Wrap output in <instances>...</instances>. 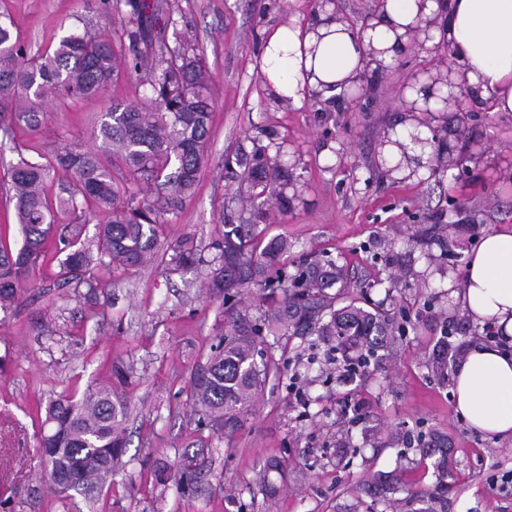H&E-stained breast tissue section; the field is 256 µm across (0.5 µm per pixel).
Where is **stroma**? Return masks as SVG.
<instances>
[{"instance_id": "obj_1", "label": "stroma", "mask_w": 512, "mask_h": 512, "mask_svg": "<svg viewBox=\"0 0 512 512\" xmlns=\"http://www.w3.org/2000/svg\"><path fill=\"white\" fill-rule=\"evenodd\" d=\"M177 28H189L211 75L213 108L206 160L192 198L165 225L166 249L190 236L207 247L223 218L238 222L236 182L227 155L253 142L280 151L299 177L288 216H274L270 234L297 244L298 252L327 253L347 264L368 287V303L405 306L414 323L390 355L348 381L342 366L324 365L296 376L309 354L292 336L271 348L280 368L270 377L241 429L224 438L189 425L190 373L205 363L224 336V307L203 283L206 268L168 274L159 264L115 270L104 278L110 305L91 308L59 285L57 263L36 271L39 283L20 305L0 312V501L9 512H512V439L470 429L455 413L451 381L431 372L444 325L449 367L487 326L473 322L448 296L449 278H462L468 252L485 230L512 226V112H490L449 135L451 147L479 153L459 178L417 172L398 180L377 165L381 136L401 115L387 105L408 80L397 67L375 85L372 111H318L268 98L258 56L265 33L312 16V0H171ZM101 0H0V18L11 23L34 60L84 20H97ZM148 86L119 71L105 90L54 100L41 126L14 123L0 132V186L18 158L43 162L65 143L98 146L103 115L116 104H141ZM424 227L448 242L424 258L414 233ZM411 268L406 286L387 277L393 265ZM52 320L59 336L38 335L37 320ZM129 369L124 390L131 401L125 424L124 465L95 503L70 504L45 475L39 448L49 398L82 396L88 387L113 383V366ZM353 446L340 448L339 427ZM448 443V471L412 448L417 435ZM207 449L210 469L193 488L153 486L156 461L179 462L184 451ZM284 461L271 474L274 498L255 482L268 460ZM389 475L401 487L393 505L365 487Z\"/></svg>"}]
</instances>
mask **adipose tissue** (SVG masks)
I'll use <instances>...</instances> for the list:
<instances>
[{
    "instance_id": "adipose-tissue-1",
    "label": "adipose tissue",
    "mask_w": 512,
    "mask_h": 512,
    "mask_svg": "<svg viewBox=\"0 0 512 512\" xmlns=\"http://www.w3.org/2000/svg\"><path fill=\"white\" fill-rule=\"evenodd\" d=\"M416 13L417 0H387L384 21L371 32L375 45L393 46L394 26L411 23ZM448 39L494 111L512 112V0H452ZM358 63L355 37L321 15L269 30L260 72L270 98L299 105L306 89L342 80ZM453 295L472 321L504 333L465 347L452 376L455 410L480 433L512 438V227L484 232Z\"/></svg>"
}]
</instances>
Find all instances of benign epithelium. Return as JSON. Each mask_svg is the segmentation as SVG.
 Masks as SVG:
<instances>
[{"instance_id": "benign-epithelium-1", "label": "benign epithelium", "mask_w": 512, "mask_h": 512, "mask_svg": "<svg viewBox=\"0 0 512 512\" xmlns=\"http://www.w3.org/2000/svg\"><path fill=\"white\" fill-rule=\"evenodd\" d=\"M436 8L429 9V4ZM341 0H314L315 12L329 13L328 19L348 25L356 35L361 53V68L348 78L324 85V91H336L329 99L323 91H313L308 101L323 106L336 104L346 112L369 111L372 78L393 66H401L411 59H423L399 91L397 111L416 121L414 129L402 134L392 125L384 131L381 148L394 147L399 160L388 172L403 174L411 167L427 168L432 174L451 170L464 171L471 156L454 153L448 148V125L462 130L476 111L480 89L470 84L466 74L456 63L447 38L450 0H418L414 21L405 27L404 47H394L395 54L386 57L388 50L364 43L369 29L383 22L385 0H372L370 8L355 22L346 16Z\"/></svg>"}]
</instances>
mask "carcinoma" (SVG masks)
<instances>
[{
	"instance_id": "carcinoma-1",
	"label": "carcinoma",
	"mask_w": 512,
	"mask_h": 512,
	"mask_svg": "<svg viewBox=\"0 0 512 512\" xmlns=\"http://www.w3.org/2000/svg\"><path fill=\"white\" fill-rule=\"evenodd\" d=\"M104 23H89L63 37L32 62L11 25L0 22V123L23 120L37 127L45 103L58 96L79 98L102 90L121 63L115 51L110 17H121L122 36L133 51L129 69L143 78L151 97L144 105L117 104L102 119L99 150L65 145L47 163L24 158L10 171L7 194L14 204L22 243L12 248L0 240V310L10 309L37 287L34 272L48 253L58 259L60 281L92 307L108 303L103 272L132 270L159 262L171 274L205 264L204 288L224 304L230 329L218 350L189 378L188 396L198 413L197 427L233 436L243 425L276 365L262 363L269 336L289 334L334 343L353 375L395 344L410 320L403 309L376 305L366 309L348 296L351 272L326 255H293L294 245L267 236L270 215H288L296 200L287 193L297 180L294 167L280 153L256 145L227 157L239 168V192L250 207L239 224L222 223L207 260L189 237L163 254L157 239L168 217L192 197L210 138V75L193 37L175 33V46L156 29L153 19L170 15L169 0H103ZM118 163L112 174L105 158ZM61 181L62 194L49 200L48 180ZM67 211L76 223L55 230L54 211ZM97 221L93 239L84 226ZM259 294L256 307L243 297ZM127 400L109 385L91 387L80 399L57 396L48 401L40 434L49 482L64 498H93L106 479L123 465ZM205 458L187 457L174 467L158 464L154 484L193 485Z\"/></svg>"
}]
</instances>
